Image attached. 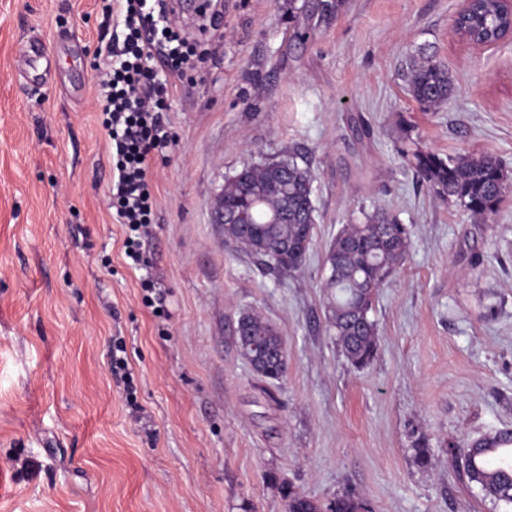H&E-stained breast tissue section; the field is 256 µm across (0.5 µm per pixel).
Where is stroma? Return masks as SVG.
Wrapping results in <instances>:
<instances>
[{
	"label": "stroma",
	"instance_id": "stroma-1",
	"mask_svg": "<svg viewBox=\"0 0 512 512\" xmlns=\"http://www.w3.org/2000/svg\"><path fill=\"white\" fill-rule=\"evenodd\" d=\"M107 4L0 0V512H286L287 485L372 512H512L448 455L512 429V186L482 222L398 152L406 128L444 156L492 154L512 178V40H458L461 0H346L303 43L288 0H224L222 49L166 114L178 144L154 178L159 317L110 209L91 67ZM34 39L54 48L53 83L20 72ZM423 57L455 85L430 110L407 86ZM290 152L314 176L316 224L302 268L278 275L225 242L213 207L243 164ZM378 209L410 246L378 291L377 352L359 370L327 327L325 254ZM244 312L284 337L282 379L240 356ZM118 339L140 416L111 373Z\"/></svg>",
	"mask_w": 512,
	"mask_h": 512
}]
</instances>
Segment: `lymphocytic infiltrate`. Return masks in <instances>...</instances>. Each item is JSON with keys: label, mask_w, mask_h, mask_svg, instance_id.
Returning <instances> with one entry per match:
<instances>
[{"label": "lymphocytic infiltrate", "mask_w": 512, "mask_h": 512, "mask_svg": "<svg viewBox=\"0 0 512 512\" xmlns=\"http://www.w3.org/2000/svg\"><path fill=\"white\" fill-rule=\"evenodd\" d=\"M119 30L113 31L102 62L95 66L102 126L112 150L111 207L123 224L126 263L150 265L156 198L153 165L168 161L177 136L165 117L178 82L197 60L217 54L215 39L189 38L162 0H117Z\"/></svg>", "instance_id": "obj_1"}]
</instances>
